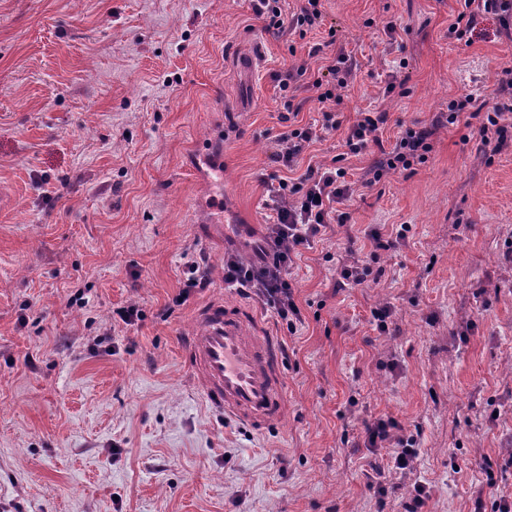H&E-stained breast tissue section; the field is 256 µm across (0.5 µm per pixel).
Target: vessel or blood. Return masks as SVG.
<instances>
[{
	"label": "vessel or blood",
	"mask_w": 512,
	"mask_h": 512,
	"mask_svg": "<svg viewBox=\"0 0 512 512\" xmlns=\"http://www.w3.org/2000/svg\"><path fill=\"white\" fill-rule=\"evenodd\" d=\"M184 350L194 386L212 413L260 432L286 413L280 338L248 310L220 301L204 305Z\"/></svg>",
	"instance_id": "obj_1"
}]
</instances>
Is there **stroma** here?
Masks as SVG:
<instances>
[{"label": "stroma", "instance_id": "35a3bbf8", "mask_svg": "<svg viewBox=\"0 0 512 512\" xmlns=\"http://www.w3.org/2000/svg\"><path fill=\"white\" fill-rule=\"evenodd\" d=\"M459 8L324 0L323 27L289 41L248 0H0V512H404L417 482L422 512L512 498V147L489 159L444 128L426 162L358 187L292 269L296 333L224 286L225 251L250 259L270 216L273 73L332 39L351 51L346 122L389 114L382 147L344 161L360 179L400 123L512 67L495 16L449 37ZM403 224L372 255L365 229ZM199 258L208 287L175 305ZM352 259L367 286H338ZM228 296L283 338L288 415L263 433L211 413L182 356L195 307ZM131 301L141 319L113 320ZM383 415L420 453L380 500L363 441Z\"/></svg>", "mask_w": 512, "mask_h": 512}]
</instances>
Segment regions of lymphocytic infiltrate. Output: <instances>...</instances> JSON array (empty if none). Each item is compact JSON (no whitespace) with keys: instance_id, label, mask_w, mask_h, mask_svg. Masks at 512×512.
I'll use <instances>...</instances> for the list:
<instances>
[{"instance_id":"obj_1","label":"lymphocytic infiltrate","mask_w":512,"mask_h":512,"mask_svg":"<svg viewBox=\"0 0 512 512\" xmlns=\"http://www.w3.org/2000/svg\"><path fill=\"white\" fill-rule=\"evenodd\" d=\"M254 15L262 19L266 28L282 36L305 35L322 26V0H303L299 9L284 15L282 0H250ZM495 15L499 33L512 40V0H464L449 30L457 38L470 34L476 25L477 12ZM316 50L299 57L275 79L283 94L278 121L284 127L275 140L270 160L276 172L264 177L273 221L266 224L259 241L252 245L254 257L243 261L237 254L224 256V285L245 296H257L285 323L288 332H296L303 321L296 301L297 284L291 270L302 250L312 248L323 228L330 224H344L349 220L345 205L356 192V183L348 177L345 167L337 160L308 165L296 179L281 177L279 168L298 167L305 149L317 140L320 133L346 129L345 145L349 153L357 155L370 145H381L388 114L379 110L357 112L351 125H344L338 111L341 92L357 77L356 65L346 49H337L329 63L313 67ZM308 84L319 92L322 103L319 125H298L300 106L294 105L292 91ZM512 112V68H503L491 100L473 95L450 99L446 110L437 112L430 125H411L401 131L394 147L374 159L366 172L367 183H376L393 174L411 170L425 162L433 150L432 137L437 130L458 125L464 120H478L477 133L491 153H500L512 145V122L505 116ZM398 422L394 417L382 416L367 427L364 446L369 453L390 449L389 464L380 467L369 462L368 485L378 494H386V472L394 470L407 475L419 451L412 438L397 435Z\"/></svg>"}]
</instances>
